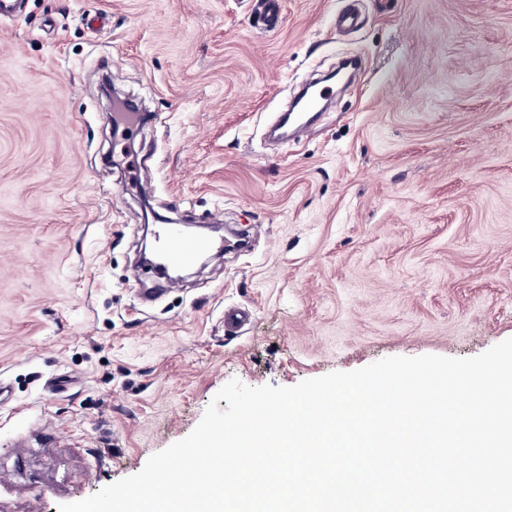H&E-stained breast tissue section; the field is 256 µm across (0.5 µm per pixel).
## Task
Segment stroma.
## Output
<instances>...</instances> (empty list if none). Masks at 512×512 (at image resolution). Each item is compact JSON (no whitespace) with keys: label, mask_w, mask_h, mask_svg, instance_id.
Instances as JSON below:
<instances>
[{"label":"stroma","mask_w":512,"mask_h":512,"mask_svg":"<svg viewBox=\"0 0 512 512\" xmlns=\"http://www.w3.org/2000/svg\"><path fill=\"white\" fill-rule=\"evenodd\" d=\"M25 0L0 20V512H59L185 438L231 379L290 387L512 337V0ZM301 143L262 132L337 57ZM146 105L121 168L97 75ZM259 227L142 305L141 211ZM251 320L224 330V309ZM71 380L67 392L53 379Z\"/></svg>","instance_id":"stroma-1"}]
</instances>
